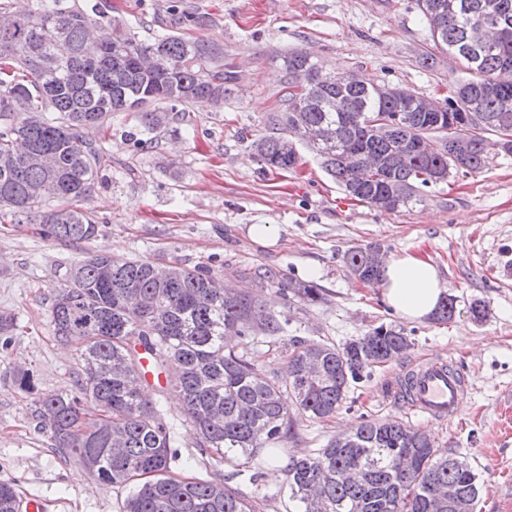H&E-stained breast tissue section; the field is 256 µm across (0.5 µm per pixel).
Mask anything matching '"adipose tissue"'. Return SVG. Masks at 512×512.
<instances>
[{
  "label": "adipose tissue",
  "instance_id": "1",
  "mask_svg": "<svg viewBox=\"0 0 512 512\" xmlns=\"http://www.w3.org/2000/svg\"><path fill=\"white\" fill-rule=\"evenodd\" d=\"M380 287L386 305L394 313L416 322L431 317L446 293L436 265L408 251L389 256Z\"/></svg>",
  "mask_w": 512,
  "mask_h": 512
}]
</instances>
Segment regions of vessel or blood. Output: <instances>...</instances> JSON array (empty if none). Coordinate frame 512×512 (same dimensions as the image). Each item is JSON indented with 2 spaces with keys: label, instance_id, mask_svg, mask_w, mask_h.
Masks as SVG:
<instances>
[{
  "label": "vessel or blood",
  "instance_id": "b4317fda",
  "mask_svg": "<svg viewBox=\"0 0 512 512\" xmlns=\"http://www.w3.org/2000/svg\"><path fill=\"white\" fill-rule=\"evenodd\" d=\"M410 381L416 411L438 421L457 416L468 386L464 376L451 371L447 360L433 358L422 362Z\"/></svg>",
  "mask_w": 512,
  "mask_h": 512
}]
</instances>
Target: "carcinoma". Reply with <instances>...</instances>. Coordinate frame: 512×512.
Instances as JSON below:
<instances>
[{"instance_id":"carcinoma-1","label":"carcinoma","mask_w":512,"mask_h":512,"mask_svg":"<svg viewBox=\"0 0 512 512\" xmlns=\"http://www.w3.org/2000/svg\"><path fill=\"white\" fill-rule=\"evenodd\" d=\"M425 15L441 13L439 30L429 29L432 50L456 53L469 74L450 87L442 112H421L415 99L381 94L375 86L343 87L328 77L339 73L310 55L283 56L288 82L281 106L269 115L282 134L252 143L264 168L294 171L302 166L297 145L306 146L346 196L370 207L398 211L421 204L430 189L458 175L481 170L488 151L512 153V83L497 85L498 71L512 68V0H417ZM106 17L99 3L36 0L0 29V101L20 102L17 112L0 111V206L47 225L58 240L89 241L97 226L71 203L92 192L104 165L103 148L80 130L104 123L114 112H133L139 133L148 134L184 117L185 105L205 98L224 103L236 84L224 63V48L203 38L164 34L151 41L127 36L124 45L100 43L85 54L87 29ZM486 18L504 30L501 43L478 55L468 37ZM334 132L329 143H309L305 130ZM448 133L468 142L449 156L415 142ZM493 132L499 139L490 141ZM49 152L54 165L21 166L17 160ZM372 158L383 162L375 171ZM64 206L53 207L51 203ZM379 243L352 247L343 260L365 284L381 281L383 266L370 261ZM160 279L154 265L88 254L72 265L64 288L50 306L54 336L77 345L79 372L69 393L36 395L34 371L19 370L13 384L33 396L30 417L53 446L78 458L102 484L126 491L121 512H256V506L225 481L178 478L171 464L169 426L141 388V359L154 372L179 370L174 388L185 419L197 431L199 454L240 467L270 444L287 438L288 405L315 419L333 416L350 385L371 377L373 368L406 351L402 329L381 324L342 344L291 340L287 376H269L245 351L228 350L225 339L255 344L281 336L287 323L267 310L254 291L273 284L288 301L315 304L322 289L309 281L279 280L262 267L243 270V288L231 295L207 288L211 276L196 268L169 267ZM323 377H306L309 361ZM288 499L296 512H448L436 498L453 486L476 504L480 480L464 460L436 457L425 431L396 419L364 420L310 454L289 459ZM15 485L0 483V512H18Z\"/></svg>"}]
</instances>
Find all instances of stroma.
<instances>
[{"instance_id": "obj_1", "label": "stroma", "mask_w": 512, "mask_h": 512, "mask_svg": "<svg viewBox=\"0 0 512 512\" xmlns=\"http://www.w3.org/2000/svg\"><path fill=\"white\" fill-rule=\"evenodd\" d=\"M109 2L112 18L99 27L104 36L118 22L144 40L169 33L172 18L183 17L182 34L223 45L238 81L224 105L192 102L184 122L154 130L140 145L126 136L132 122L124 112L113 114L108 128L86 131L106 159L97 186L80 203L98 226L96 238L60 241L47 236L45 225L0 210V314L15 325L10 346L0 348V482L45 500L46 512H119L122 490L61 458L28 420L30 395L12 383L15 371L30 369L40 394L73 389L77 354L56 341L49 307L71 264L102 250L162 268L198 267L227 281L257 266L309 278L324 290L321 303L289 305L272 288L261 294L302 340L338 344L383 323L404 329L411 340L399 358L351 388L332 417L292 413V431L275 463L256 459L259 483L230 466L200 464L194 477L228 480L260 512H292L290 457L323 447L362 419L393 418L424 429L438 454L454 453L479 473L476 512H512V154L491 150L478 173L449 178L412 209L382 212L346 198L310 150H303L298 171L272 173L261 170L251 148L270 133L268 115L286 81L283 57L291 49L374 84L446 97L463 72L444 54L434 67L423 66L432 42L416 0ZM198 16L206 25L195 24ZM253 224L273 225L276 243L254 242ZM371 242L434 263L455 298L454 318L415 323L392 314L380 286L356 280L342 262L348 248ZM476 299L489 309L481 321L469 312ZM436 356L460 367L469 385L458 417L443 423L412 410L395 388L399 373ZM148 398L160 401L181 456L195 454L177 393L154 386Z\"/></svg>"}]
</instances>
